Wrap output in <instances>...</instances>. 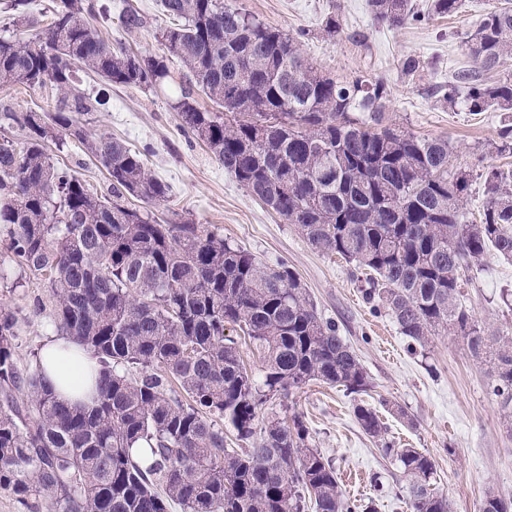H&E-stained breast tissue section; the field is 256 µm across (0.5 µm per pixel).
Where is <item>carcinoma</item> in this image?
Wrapping results in <instances>:
<instances>
[{"label": "carcinoma", "instance_id": "cac0c4a2", "mask_svg": "<svg viewBox=\"0 0 512 512\" xmlns=\"http://www.w3.org/2000/svg\"><path fill=\"white\" fill-rule=\"evenodd\" d=\"M29 0H10L0 34V84L55 90V110L0 104V249L44 281L58 335L99 364L90 406L58 401L39 371H20L16 318L0 309V489L29 512H376L345 498L336 468L309 441L302 416H260L272 396L319 381L367 395L370 378L324 320L285 262L268 265L224 236L183 219L162 224L148 210L167 201L165 183L126 143L89 129L102 101L75 70L107 84L156 86L165 56L112 47L95 34L102 0H59L42 25ZM391 28L451 17L462 0H368ZM169 24L155 38L181 60L186 84L173 109L255 199L325 254L365 273L363 297L401 333L424 343L461 339L493 370L492 393L512 424V337L485 335L464 302L466 273L491 251L512 260V169L482 172L478 222L463 207L469 173L448 140L389 123L383 80L340 82L321 74L299 41L228 0H160ZM472 66L439 90L470 112L512 113V74H484L512 56V6L494 5L467 40ZM219 108L211 112L198 98ZM79 142L107 173L105 194L58 165L51 145ZM142 202L139 207L130 200ZM236 337L227 335V332ZM244 339L263 357L247 370ZM140 369L135 377L131 369ZM26 392L20 404L15 392ZM354 416L381 452L410 477L411 512H452L434 488L436 465L417 448L385 439L378 411ZM245 447H228V436ZM481 512H512L485 497Z\"/></svg>", "mask_w": 512, "mask_h": 512}]
</instances>
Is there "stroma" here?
<instances>
[{"label": "stroma", "mask_w": 512, "mask_h": 512, "mask_svg": "<svg viewBox=\"0 0 512 512\" xmlns=\"http://www.w3.org/2000/svg\"><path fill=\"white\" fill-rule=\"evenodd\" d=\"M109 17L97 27L107 43H125L134 51L158 55L155 39L166 19L160 0H105ZM260 20L299 36L303 55L324 75L352 81L364 74L383 79L389 91L388 115L401 130L449 141L454 163L469 175L463 204L470 218L482 212L485 196L480 163L511 164V155L495 146L503 113L474 114L464 104L448 106L434 89L447 85L469 67L465 41L492 0H464L452 17L411 21L398 29L377 23L367 0H231ZM136 5L147 26L128 32L121 18ZM336 14L342 32L329 37L323 26ZM408 56L423 66L416 77L399 64ZM164 88L121 87L85 78L84 88L104 104L92 115L93 132L146 151L152 174L169 187L168 200L154 211L162 218L190 215L231 243L269 264L286 262L308 289L318 312L336 322L341 336L358 355L372 383L368 399L387 425L386 438L398 448H417L436 465L435 487L448 496L453 512H480L487 493L512 496V429L501 418L491 393L490 368L464 350L455 337L438 335L419 344L402 336L385 312L373 311L362 298L363 281L348 264L315 249L296 225L286 223L252 197L211 155L204 143L179 127L171 104L185 70L177 59L167 62ZM24 112L53 111L55 95L47 88L0 87V104ZM55 158L94 192L109 182L75 141H67ZM7 279L0 280V308L17 318L14 358L20 370L34 369L51 325L52 301L42 281L22 277L9 257L0 258ZM472 315L493 333L512 334V261L488 254L471 271L464 286ZM357 395L314 382L289 396H274L263 415L302 414L313 447L329 458L343 493L350 478L360 479L362 497L374 498L377 512H410L409 478L394 459L384 457L360 429L354 406Z\"/></svg>", "instance_id": "35a3bbf8"}]
</instances>
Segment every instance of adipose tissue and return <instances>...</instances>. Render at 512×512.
<instances>
[{"label": "adipose tissue", "instance_id": "adipose-tissue-1", "mask_svg": "<svg viewBox=\"0 0 512 512\" xmlns=\"http://www.w3.org/2000/svg\"><path fill=\"white\" fill-rule=\"evenodd\" d=\"M46 367L47 384L58 400L72 404L92 403L84 392L87 373L96 361L80 345L69 339H48L39 353Z\"/></svg>", "mask_w": 512, "mask_h": 512}]
</instances>
